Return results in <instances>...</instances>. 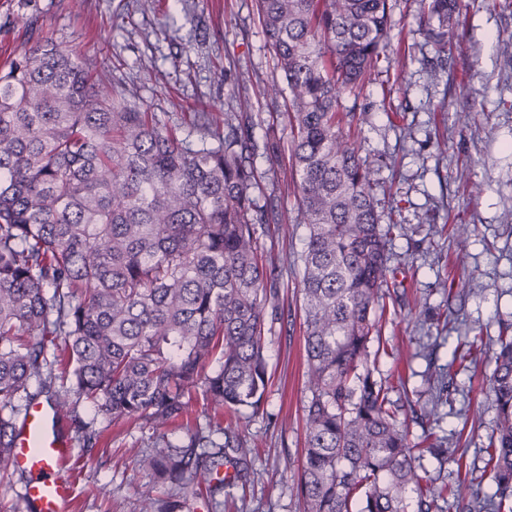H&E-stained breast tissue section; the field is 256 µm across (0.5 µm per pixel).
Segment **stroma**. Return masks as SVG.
I'll return each mask as SVG.
<instances>
[{
	"mask_svg": "<svg viewBox=\"0 0 512 512\" xmlns=\"http://www.w3.org/2000/svg\"><path fill=\"white\" fill-rule=\"evenodd\" d=\"M418 0H393L387 54L405 51L404 68L379 66L359 99L355 138L374 163L381 221L398 224L388 244L389 283L383 337L374 376L401 414L410 438L423 436L465 451V469L438 467L423 454L421 477L458 488L456 506L495 491L486 447L496 406L488 389L494 364L483 354L473 370L452 373L450 400L439 422L416 418L430 380L446 369L461 337L482 334L495 345L501 323H512V0H462L461 23L437 57L418 31ZM52 35L90 63L102 88H113L180 127L190 113L231 111L224 74L243 79L252 95L256 137L268 127L287 136L282 108L261 91L276 78L273 54L255 0H0V60ZM255 165L265 174L259 202H272L280 221L260 231L259 253L278 278L284 303L269 323L265 358L271 383L261 414L240 426L254 440V478L229 485L215 512H302L296 492L305 441L308 392L303 347L300 274L288 257L300 254L308 230L296 221L298 201L288 163ZM469 227L458 247L453 225ZM79 420L98 435L76 447L62 472L74 485L71 512H138L143 496H161L140 460L152 431L141 420L115 421L90 402Z\"/></svg>",
	"mask_w": 512,
	"mask_h": 512,
	"instance_id": "stroma-1",
	"label": "stroma"
}]
</instances>
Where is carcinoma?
I'll use <instances>...</instances> for the list:
<instances>
[{
    "mask_svg": "<svg viewBox=\"0 0 512 512\" xmlns=\"http://www.w3.org/2000/svg\"><path fill=\"white\" fill-rule=\"evenodd\" d=\"M419 31L448 50L461 0H420ZM288 100L307 360L305 445L297 492L304 512H433L448 484L423 482L410 431L369 368L382 342L377 306L397 224L380 223L374 167L354 134L365 79L384 55L390 0H257ZM224 122L196 112L193 144L151 112L101 94L88 67L45 38L0 63V479L14 473L16 425L42 394L70 415L86 400L114 419L140 418L153 445L142 466L168 484L141 512H193L220 477L249 483L251 443L239 425L217 443L196 430L172 445L163 429L197 397L235 416L260 413L271 375L267 322L282 296L258 254L276 224L254 198L260 175L245 86ZM265 149L279 161L280 137ZM489 389L496 436L487 447L495 492L470 512L512 501V326L497 337ZM37 388H32V383ZM448 403L431 391L425 415ZM444 466L464 454L433 442Z\"/></svg>",
    "mask_w": 512,
    "mask_h": 512,
    "instance_id": "obj_1",
    "label": "carcinoma"
}]
</instances>
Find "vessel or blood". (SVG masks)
<instances>
[{
	"mask_svg": "<svg viewBox=\"0 0 512 512\" xmlns=\"http://www.w3.org/2000/svg\"><path fill=\"white\" fill-rule=\"evenodd\" d=\"M10 444L13 468L29 477L24 500L30 512H67L73 491L59 467L72 456V440L63 433L55 410L39 402L31 404Z\"/></svg>",
	"mask_w": 512,
	"mask_h": 512,
	"instance_id": "vessel-or-blood-1",
	"label": "vessel or blood"
}]
</instances>
